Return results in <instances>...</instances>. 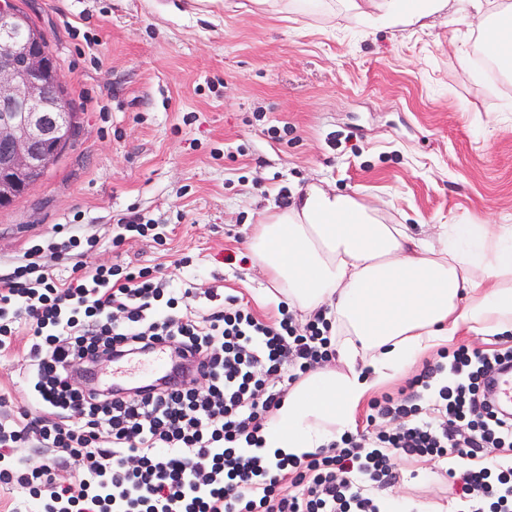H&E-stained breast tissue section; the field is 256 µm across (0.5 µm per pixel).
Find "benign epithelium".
<instances>
[{
	"mask_svg": "<svg viewBox=\"0 0 512 512\" xmlns=\"http://www.w3.org/2000/svg\"><path fill=\"white\" fill-rule=\"evenodd\" d=\"M59 80L39 29L26 46L0 51V171L25 178L49 169L48 145L70 134L61 124L69 104L57 91Z\"/></svg>",
	"mask_w": 512,
	"mask_h": 512,
	"instance_id": "7a95c632",
	"label": "benign epithelium"
}]
</instances>
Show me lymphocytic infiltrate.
I'll return each instance as SVG.
<instances>
[{
	"label": "lymphocytic infiltrate",
	"instance_id": "obj_1",
	"mask_svg": "<svg viewBox=\"0 0 512 512\" xmlns=\"http://www.w3.org/2000/svg\"><path fill=\"white\" fill-rule=\"evenodd\" d=\"M98 241L72 224L29 241L0 276V352L23 342L29 409L0 421V486L30 512H381L376 491L400 481L393 460L466 461L448 485L466 512H512V416L489 385L512 345L440 348L397 392L370 403V433L347 432L293 458L256 453L290 385L336 358L332 322L270 319L235 295L192 290L175 273L119 260L89 263ZM66 262L65 280L49 260ZM165 345L190 366L111 389L88 369ZM51 451L28 467L18 448Z\"/></svg>",
	"mask_w": 512,
	"mask_h": 512
}]
</instances>
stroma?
Instances as JSON below:
<instances>
[{"label":"stroma","mask_w":512,"mask_h":512,"mask_svg":"<svg viewBox=\"0 0 512 512\" xmlns=\"http://www.w3.org/2000/svg\"><path fill=\"white\" fill-rule=\"evenodd\" d=\"M47 36L78 116L44 180L0 208V275L34 236L78 223L113 260L117 215L163 226L126 244L135 266L186 253L202 288L273 306L247 261L272 207L308 184L359 196L396 224H512V88L461 23L365 20L345 0L303 13L251 0H13ZM471 57L462 67V54ZM22 345L0 353V394L25 409ZM391 495L456 512L437 461L397 460Z\"/></svg>","instance_id":"obj_1"}]
</instances>
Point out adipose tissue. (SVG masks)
I'll list each match as a JSON object with an SVG mask.
<instances>
[{
  "mask_svg": "<svg viewBox=\"0 0 512 512\" xmlns=\"http://www.w3.org/2000/svg\"><path fill=\"white\" fill-rule=\"evenodd\" d=\"M348 2L360 16L422 28L450 0ZM471 5L475 47L511 86L512 0ZM248 249L292 307L328 308L347 366L317 369L292 387L264 433L267 452H317L351 428L369 388L423 352L512 331V224H445L432 241L354 195L310 185L255 225Z\"/></svg>",
  "mask_w": 512,
  "mask_h": 512,
  "instance_id": "adipose-tissue-1",
  "label": "adipose tissue"
}]
</instances>
